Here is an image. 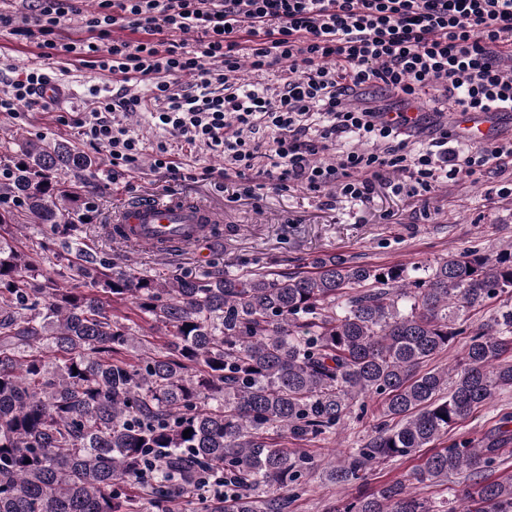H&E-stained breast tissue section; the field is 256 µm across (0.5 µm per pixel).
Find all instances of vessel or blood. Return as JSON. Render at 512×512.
Returning <instances> with one entry per match:
<instances>
[{"label": "vessel or blood", "mask_w": 512, "mask_h": 512, "mask_svg": "<svg viewBox=\"0 0 512 512\" xmlns=\"http://www.w3.org/2000/svg\"><path fill=\"white\" fill-rule=\"evenodd\" d=\"M459 135L472 143L486 142L512 126V113L506 111L457 113ZM112 223L122 225L118 242L158 253L179 244L200 245L209 225L222 223V215L206 203L174 196H146L113 212Z\"/></svg>", "instance_id": "b4317fda"}]
</instances>
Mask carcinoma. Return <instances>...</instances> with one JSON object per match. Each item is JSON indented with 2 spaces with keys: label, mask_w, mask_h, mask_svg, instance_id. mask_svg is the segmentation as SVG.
Here are the masks:
<instances>
[{
  "label": "carcinoma",
  "mask_w": 512,
  "mask_h": 512,
  "mask_svg": "<svg viewBox=\"0 0 512 512\" xmlns=\"http://www.w3.org/2000/svg\"><path fill=\"white\" fill-rule=\"evenodd\" d=\"M92 166L62 141H27L3 184L48 230L17 249L18 215L0 206V512H133L123 487L142 484L149 467L143 512L194 496L203 468L234 482L204 512H285V499L256 490L295 483L303 461L267 442V431L316 437L380 396L389 422L328 462L332 482L362 483L371 465L433 446L512 389V242L410 268L324 256L309 271L143 275L82 254L76 241L90 284L81 288L41 264L62 257L57 239L71 232L63 220L98 188L67 176ZM106 297L170 339L132 333ZM496 300L491 316L477 317ZM459 320L470 322L459 361L423 370L464 333ZM511 434L509 412L484 447L455 441L332 512H512V474L488 479ZM455 475L458 509L410 488Z\"/></svg>",
  "instance_id": "carcinoma-1"
}]
</instances>
